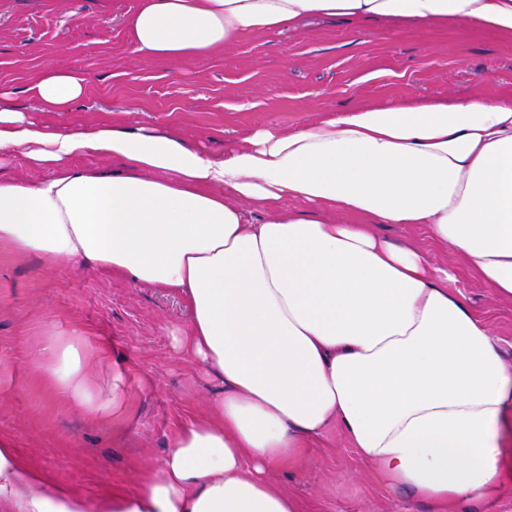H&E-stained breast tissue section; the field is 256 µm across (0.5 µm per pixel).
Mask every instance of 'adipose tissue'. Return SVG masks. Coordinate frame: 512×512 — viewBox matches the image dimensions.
Here are the masks:
<instances>
[{"mask_svg":"<svg viewBox=\"0 0 512 512\" xmlns=\"http://www.w3.org/2000/svg\"><path fill=\"white\" fill-rule=\"evenodd\" d=\"M337 17L512 38V0H140L127 27L140 60L193 64ZM87 82L47 68L29 92L57 112ZM11 152L47 175L0 179V244L176 291L191 319L175 344L220 389L213 417L177 429L125 495L51 482L0 438V512H299L267 474L336 424L431 512L494 491L512 453V361L446 269L372 227L423 225L512 300V96L350 109L259 129L218 156L140 124L55 129L0 101V154ZM77 154L120 168L72 166ZM88 353L107 360L78 329L43 348L54 385L108 418L122 396L84 373Z\"/></svg>","mask_w":512,"mask_h":512,"instance_id":"adipose-tissue-1","label":"adipose tissue"}]
</instances>
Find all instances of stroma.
I'll return each mask as SVG.
<instances>
[{
	"label": "stroma",
	"instance_id": "35a3bbf8",
	"mask_svg": "<svg viewBox=\"0 0 512 512\" xmlns=\"http://www.w3.org/2000/svg\"><path fill=\"white\" fill-rule=\"evenodd\" d=\"M138 0H0V92L32 120L69 126L132 118L174 130L222 154L257 129L292 131L365 104L398 99L492 98L512 93V41L474 27L355 30L320 21L282 35L242 38L190 65L144 63L126 19ZM47 67L78 68L84 96L60 112L35 109L28 88ZM456 289L503 344L512 343V302L467 273ZM190 321L184 300L88 268L50 269L35 254L0 248V437L50 479L80 492L132 491L168 450L172 431L209 412L217 383L173 341ZM109 352L88 359L91 376L122 373L124 411L92 417L53 386L41 349L74 329ZM273 480L303 512H427L410 490L388 489L340 427Z\"/></svg>",
	"mask_w": 512,
	"mask_h": 512
}]
</instances>
